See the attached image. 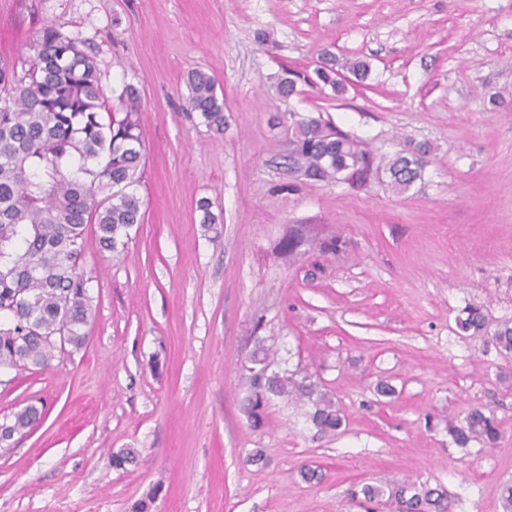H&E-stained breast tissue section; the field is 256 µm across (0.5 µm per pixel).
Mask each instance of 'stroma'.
I'll use <instances>...</instances> for the list:
<instances>
[{"label":"stroma","instance_id":"1","mask_svg":"<svg viewBox=\"0 0 512 512\" xmlns=\"http://www.w3.org/2000/svg\"><path fill=\"white\" fill-rule=\"evenodd\" d=\"M49 22L94 56L113 111L125 85L138 92L143 222L119 253L86 240L87 345L0 370V422L45 408L0 444V512H136L151 492L150 512H367L352 486L406 480L442 486L452 512H502L512 356L456 321L468 305L512 320V0H0L17 78ZM354 56L372 72L344 74L343 97L310 85ZM194 69L224 93L223 138L183 109ZM293 112L379 158L429 143L423 179L404 192L304 179L286 162ZM331 237L340 252L320 249ZM261 344L332 397L336 434L284 398L252 427L246 365ZM477 405L502 436L456 448L448 422ZM123 448L139 452L126 471L112 466ZM304 465L320 480L302 481Z\"/></svg>","mask_w":512,"mask_h":512}]
</instances>
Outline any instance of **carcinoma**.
<instances>
[{
	"mask_svg": "<svg viewBox=\"0 0 512 512\" xmlns=\"http://www.w3.org/2000/svg\"><path fill=\"white\" fill-rule=\"evenodd\" d=\"M33 51L26 78L16 79L13 66L0 61V367L49 366L56 337L79 349L88 339L93 319L89 279L80 271L88 225L101 251L126 247L130 229L142 223L134 186L144 160L141 130L143 104L131 87L123 116H108L100 72L80 41L47 23L30 44ZM345 67L359 81L371 66L355 59ZM329 65L315 71L314 87L328 86L338 96L346 85ZM186 108L200 113L207 128L224 135V97L217 81L193 71L187 77ZM430 146L409 145L387 163L375 164L366 144L321 118L294 119L288 124V164L312 180H345L363 184L385 172L390 184L406 191L423 175ZM461 332L483 337L496 351L512 356V320L491 325L484 309L467 306L457 318ZM250 395L245 407L253 426L263 422L271 397L310 403L308 418L323 434H334L345 421L340 409L312 382L270 369L260 345L249 359ZM41 411L28 406L0 424V442L34 427ZM458 448L473 441L493 445L501 438L494 415L485 407L467 411L458 425H448ZM138 451L123 448L112 455L119 470L136 463ZM372 502L383 496L399 502L404 512H448L441 486L410 483L364 484L353 491Z\"/></svg>",
	"mask_w": 512,
	"mask_h": 512,
	"instance_id": "carcinoma-1",
	"label": "carcinoma"
}]
</instances>
